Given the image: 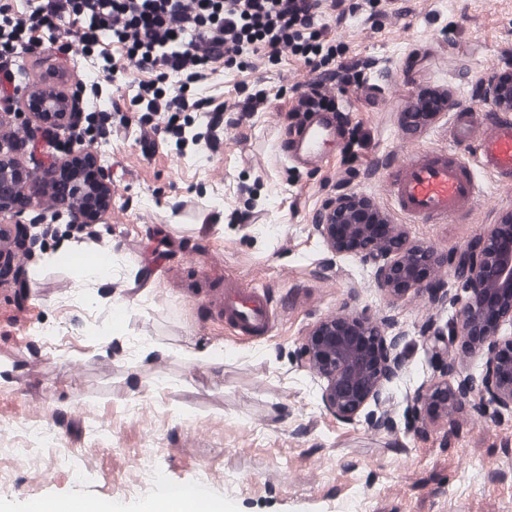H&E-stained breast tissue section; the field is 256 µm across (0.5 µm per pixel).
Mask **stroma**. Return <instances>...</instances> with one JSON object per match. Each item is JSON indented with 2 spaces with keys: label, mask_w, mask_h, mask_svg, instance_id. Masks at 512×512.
<instances>
[{
  "label": "stroma",
  "mask_w": 512,
  "mask_h": 512,
  "mask_svg": "<svg viewBox=\"0 0 512 512\" xmlns=\"http://www.w3.org/2000/svg\"><path fill=\"white\" fill-rule=\"evenodd\" d=\"M345 57L368 62L369 93L331 86L354 135L315 169L281 152L297 94L319 73L301 55L218 69L203 95L234 104L254 85L265 109L224 115L214 152L149 144L119 131L99 153L112 170V207L97 239L66 219L0 279V418L45 427L57 445L17 468V435L0 434V512L27 499L80 494L115 512H151L163 484L202 481L220 512H512V417H481L471 402L445 432L439 418L407 431V395L433 371L419 336L445 324L454 305L426 293L394 297L375 288L370 266L327 251L313 226L340 192L367 198L409 242L442 253L512 217V188L481 167L482 193L465 217L422 224L392 205L385 172L417 152L447 149L455 105L480 104L483 87L512 58V0H380L375 14L320 16ZM14 105L30 95L70 93L96 74L76 54L24 60ZM444 99L416 118L424 97ZM112 252V277L83 276L90 257ZM265 287L275 323L243 338L224 324L227 281ZM388 315L409 334L407 363L391 390L395 425L336 422L318 386L292 360L321 320ZM57 336L45 341L44 326ZM215 355L202 365L198 356ZM91 471L81 479L70 458Z\"/></svg>",
  "instance_id": "35a3bbf8"
}]
</instances>
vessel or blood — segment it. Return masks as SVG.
Instances as JSON below:
<instances>
[{"label":"vessel or blood","instance_id":"vessel-or-blood-1","mask_svg":"<svg viewBox=\"0 0 512 512\" xmlns=\"http://www.w3.org/2000/svg\"><path fill=\"white\" fill-rule=\"evenodd\" d=\"M340 133L335 113L308 112L290 130L284 149L289 161L315 168L335 147ZM448 138L453 151L421 152L387 172L388 192L403 215L423 223L444 224L467 211L479 197L480 188L458 154L465 147L475 149L477 161L501 186H512V115L484 105H460L448 127ZM221 307L225 323L239 335L261 336L273 328L274 310L262 288L225 287ZM209 498L208 484L173 482L165 485L156 504L164 512L174 504L184 512H195Z\"/></svg>","mask_w":512,"mask_h":512}]
</instances>
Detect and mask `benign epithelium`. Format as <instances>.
Masks as SVG:
<instances>
[{
  "instance_id": "benign-epithelium-1",
  "label": "benign epithelium",
  "mask_w": 512,
  "mask_h": 512,
  "mask_svg": "<svg viewBox=\"0 0 512 512\" xmlns=\"http://www.w3.org/2000/svg\"><path fill=\"white\" fill-rule=\"evenodd\" d=\"M488 96L497 104L512 105V84L491 82ZM83 89L66 98L45 91L37 108L54 121V130L42 136L27 132L23 146L35 154L43 144L55 146L66 160L53 156L33 169L21 170L0 144V214L30 228L44 223L41 209L46 187L57 190L58 206L71 224L106 222L112 172L86 152L80 132L90 119L79 108ZM23 178L27 191L16 184ZM314 231L337 256H352L372 267L377 287L392 296L424 291L437 305L448 304V289L436 280V270L451 266L464 296L455 317L444 327L422 332L439 378L415 392L405 412L408 428L416 429L425 409L441 412L446 431L454 428L453 412L464 401L486 417L512 414V336L501 334L512 326V224H495L462 251L446 255L428 246H409L396 225L386 223L371 204L351 193H339L319 212ZM406 331L390 316L361 314L334 316L316 324L295 353L298 367L321 381V404L337 422L365 421L372 428L388 427L392 385L406 364ZM460 346L481 360L480 379L459 370L452 358Z\"/></svg>"
}]
</instances>
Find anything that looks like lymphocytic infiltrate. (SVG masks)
Wrapping results in <instances>:
<instances>
[{"label": "lymphocytic infiltrate", "instance_id": "lymphocytic-infiltrate-1", "mask_svg": "<svg viewBox=\"0 0 512 512\" xmlns=\"http://www.w3.org/2000/svg\"><path fill=\"white\" fill-rule=\"evenodd\" d=\"M377 0H24L0 5V78L12 80L24 56L56 49L71 39L101 73L89 94L115 82L129 65L175 76L177 91L156 81L131 86L137 119L124 127L149 129L178 149L215 150L224 136L225 104L201 98L197 88L216 62L239 67L253 56L275 59L283 49L301 54L326 80L364 85L366 62L338 57L323 43L320 10L351 11Z\"/></svg>", "mask_w": 512, "mask_h": 512}]
</instances>
